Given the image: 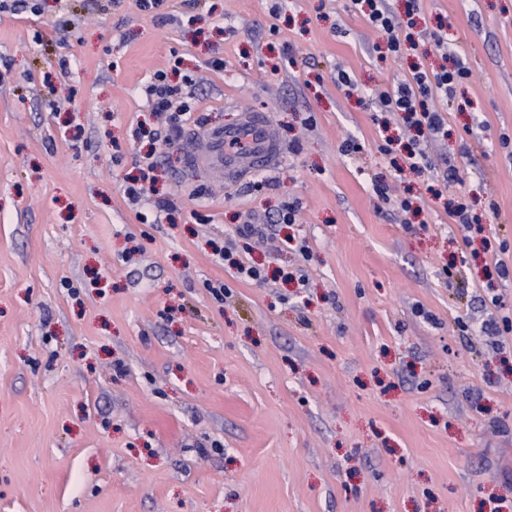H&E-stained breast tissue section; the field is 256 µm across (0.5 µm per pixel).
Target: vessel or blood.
Listing matches in <instances>:
<instances>
[{"instance_id": "obj_1", "label": "vessel or blood", "mask_w": 512, "mask_h": 512, "mask_svg": "<svg viewBox=\"0 0 512 512\" xmlns=\"http://www.w3.org/2000/svg\"><path fill=\"white\" fill-rule=\"evenodd\" d=\"M192 137L183 148L186 170L192 174L204 170L228 184L270 171L282 157L272 120L261 111H241L234 123L196 130ZM197 139L206 141V153L195 152Z\"/></svg>"}]
</instances>
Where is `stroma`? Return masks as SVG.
Returning a JSON list of instances; mask_svg holds the SVG:
<instances>
[{"mask_svg": "<svg viewBox=\"0 0 512 512\" xmlns=\"http://www.w3.org/2000/svg\"><path fill=\"white\" fill-rule=\"evenodd\" d=\"M34 3L0 12V512H512V330H484L512 318V0H420L448 48L396 59L351 0ZM446 52L472 76L429 144L368 93ZM175 66L202 125L268 112L287 155L228 185L160 146L134 205L131 132ZM462 191L481 230L448 216Z\"/></svg>", "mask_w": 512, "mask_h": 512, "instance_id": "1", "label": "stroma"}]
</instances>
